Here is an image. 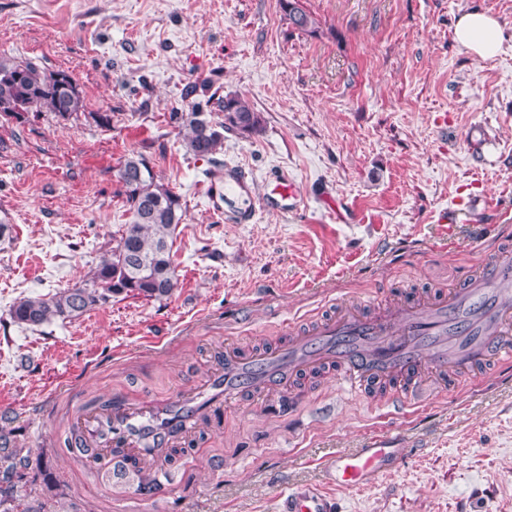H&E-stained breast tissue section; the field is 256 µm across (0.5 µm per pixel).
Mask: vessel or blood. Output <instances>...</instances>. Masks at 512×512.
<instances>
[{
	"mask_svg": "<svg viewBox=\"0 0 512 512\" xmlns=\"http://www.w3.org/2000/svg\"><path fill=\"white\" fill-rule=\"evenodd\" d=\"M210 181L225 213L241 224L251 222L261 208L288 213L299 196L296 182L283 174L260 196L252 178L235 166L214 168ZM511 289L512 257L504 255L474 271L466 285L434 297L401 298L373 316L360 304L338 303L330 317L307 331H290L286 344L255 353L225 348L223 365L177 398L139 404L115 398L77 408L72 423L80 448L73 460L99 465L116 450L163 474L167 449L195 431L204 412L227 401L266 397L287 389L299 375L325 367L359 392L387 389L393 410H406L427 374L441 375L450 388L456 372L479 363L512 366V305L502 300ZM398 455L387 435H379L369 447L328 460L327 479L339 488L362 487L386 473ZM288 510L335 512V507L326 493L301 488L289 496Z\"/></svg>",
	"mask_w": 512,
	"mask_h": 512,
	"instance_id": "1",
	"label": "vessel or blood"
}]
</instances>
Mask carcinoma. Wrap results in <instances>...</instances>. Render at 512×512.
<instances>
[{
    "instance_id": "carcinoma-1",
    "label": "carcinoma",
    "mask_w": 512,
    "mask_h": 512,
    "mask_svg": "<svg viewBox=\"0 0 512 512\" xmlns=\"http://www.w3.org/2000/svg\"><path fill=\"white\" fill-rule=\"evenodd\" d=\"M294 2L280 0L289 23L299 31L316 33V19L295 9ZM44 108L63 121L79 118L85 108L84 97L71 75L28 60L0 58V118L22 124L25 114ZM221 112L216 119L203 112L186 115L181 127L187 153L211 160L223 148L224 133L252 138L264 131L261 114L238 95L224 96ZM118 178L130 218L116 246L80 284L49 297H23L15 302L10 310L14 323L36 327L54 319L72 322L117 295L162 300L178 287L169 240L183 220L180 196L139 153L124 159ZM31 469L30 456L19 448L16 431L1 429L0 512H31L30 501L57 487L49 468L41 469L40 486L29 479Z\"/></svg>"
}]
</instances>
